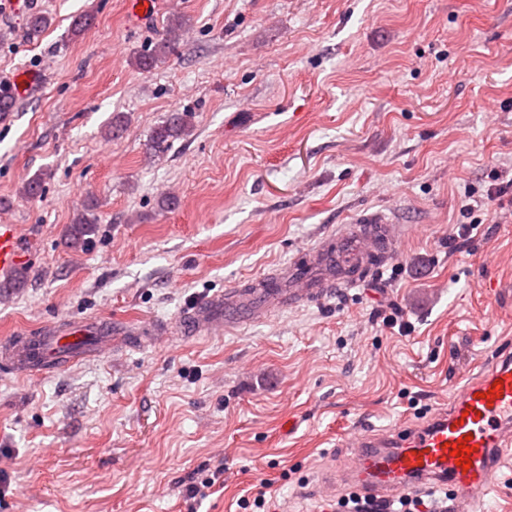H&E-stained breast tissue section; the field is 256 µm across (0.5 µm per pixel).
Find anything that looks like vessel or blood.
I'll list each match as a JSON object with an SVG mask.
<instances>
[{
  "mask_svg": "<svg viewBox=\"0 0 512 512\" xmlns=\"http://www.w3.org/2000/svg\"><path fill=\"white\" fill-rule=\"evenodd\" d=\"M22 261L16 225L0 224V277L9 276ZM223 310V301L216 299L200 305L185 319V331L210 333L212 320ZM105 333L102 325L80 321L36 337L31 352L42 360L37 374L71 361L74 347L85 337ZM463 442L472 449L466 470L450 454ZM346 445L353 453L337 474L326 478L328 486L347 484L384 500L415 488H444L449 512L462 503L479 507L503 459L512 457V354L501 353L491 368L470 377L445 412L414 426L378 433L358 430Z\"/></svg>",
  "mask_w": 512,
  "mask_h": 512,
  "instance_id": "obj_1",
  "label": "vessel or blood"
}]
</instances>
